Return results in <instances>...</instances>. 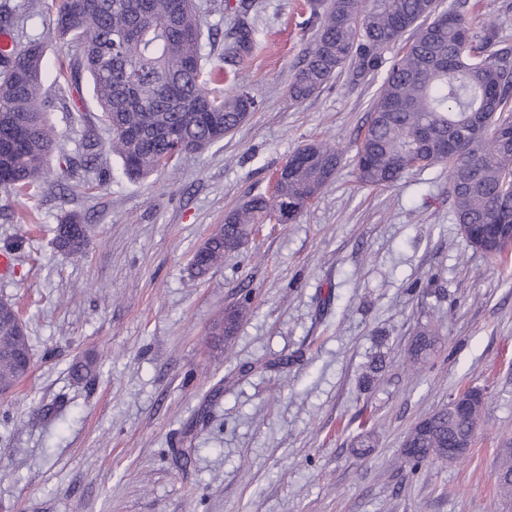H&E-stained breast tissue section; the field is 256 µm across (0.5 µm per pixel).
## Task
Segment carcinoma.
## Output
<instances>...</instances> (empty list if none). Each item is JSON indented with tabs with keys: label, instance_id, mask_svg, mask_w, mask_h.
<instances>
[{
	"label": "carcinoma",
	"instance_id": "carcinoma-1",
	"mask_svg": "<svg viewBox=\"0 0 512 512\" xmlns=\"http://www.w3.org/2000/svg\"><path fill=\"white\" fill-rule=\"evenodd\" d=\"M33 0H0V31L13 44L0 48V186L27 193L48 175L58 150L66 171L74 157L60 150L47 120L50 102L42 91L43 42L23 38L19 24L32 17ZM318 34L306 48L289 93L304 101L345 66L363 74L387 66L372 102L355 164L361 183L389 186L412 169L448 168V195L455 223L475 249L498 256L512 246V61L498 48L495 28L482 36L467 22L468 0L438 11V0H321ZM55 19L48 36L73 51L69 73L73 112L84 108L82 73L90 75L93 97L112 132L109 150L126 176L142 179L160 168L164 156L203 152L224 139L255 109L241 88L231 95L210 88L214 72L252 53L256 30L240 16L244 3L209 0H51ZM237 15L220 64L206 69L211 54L204 11ZM413 32V40L391 60L388 46ZM97 140L83 135L75 153L91 162ZM341 161L333 146L313 144L286 162L288 174L270 197L256 196L232 211L195 251L192 268L204 275L238 250L253 224L279 208L294 220L331 180ZM89 225L72 215L56 227V248L83 254ZM438 332L421 326L407 350L419 361L433 351ZM32 368L26 328L15 307L0 300V393L12 390ZM466 410L453 400L417 421L407 432L405 463H448V449L472 440L483 408L476 389L462 394ZM495 484L512 512V448L500 451Z\"/></svg>",
	"mask_w": 512,
	"mask_h": 512
}]
</instances>
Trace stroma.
<instances>
[{
    "mask_svg": "<svg viewBox=\"0 0 512 512\" xmlns=\"http://www.w3.org/2000/svg\"><path fill=\"white\" fill-rule=\"evenodd\" d=\"M257 46L215 91L246 88L256 109L202 155L144 179L102 151L79 175L29 194L0 188V299L23 318L26 379L0 395V512H502L494 473L512 445V252L476 251L455 223L443 167L363 185L353 158L384 71L343 68L298 102L289 94L319 21L310 0H250ZM43 38L50 124L67 145L107 142L96 105L66 111L72 52ZM512 51V0H481ZM343 158L295 221L267 215L207 275L193 252L227 213L271 195L299 148ZM86 253L53 245L68 213ZM248 313L234 336L224 315ZM438 325L420 368L404 353ZM92 360L82 382L72 364ZM469 388L485 394L464 461L400 463L408 430ZM370 433L373 451L354 444Z\"/></svg>",
    "mask_w": 512,
    "mask_h": 512,
    "instance_id": "1",
    "label": "stroma"
}]
</instances>
